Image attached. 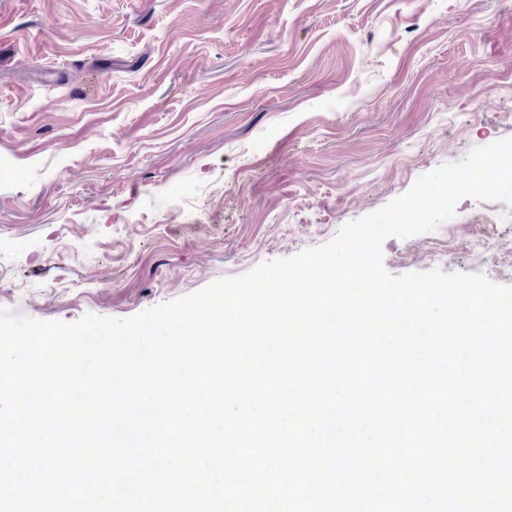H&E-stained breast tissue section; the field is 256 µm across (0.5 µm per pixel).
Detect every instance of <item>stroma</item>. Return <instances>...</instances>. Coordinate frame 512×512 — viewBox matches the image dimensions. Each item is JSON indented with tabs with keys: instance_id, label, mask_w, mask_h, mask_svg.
Here are the masks:
<instances>
[{
	"instance_id": "stroma-1",
	"label": "stroma",
	"mask_w": 512,
	"mask_h": 512,
	"mask_svg": "<svg viewBox=\"0 0 512 512\" xmlns=\"http://www.w3.org/2000/svg\"><path fill=\"white\" fill-rule=\"evenodd\" d=\"M512 138V0H0V309L130 318ZM459 203L389 274L512 285Z\"/></svg>"
}]
</instances>
